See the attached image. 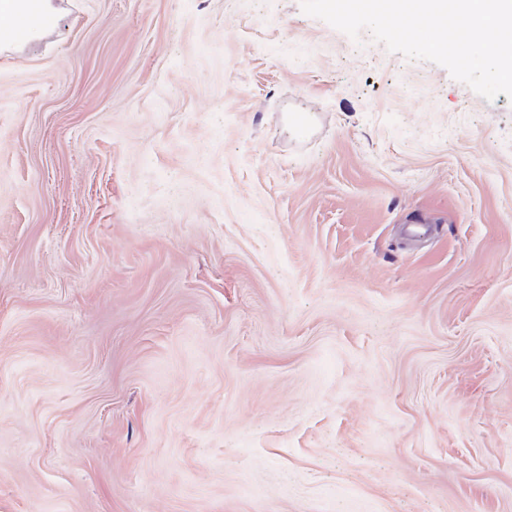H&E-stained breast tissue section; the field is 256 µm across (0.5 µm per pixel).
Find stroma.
<instances>
[{
	"mask_svg": "<svg viewBox=\"0 0 512 512\" xmlns=\"http://www.w3.org/2000/svg\"><path fill=\"white\" fill-rule=\"evenodd\" d=\"M0 56V512H512V100L300 0H52Z\"/></svg>",
	"mask_w": 512,
	"mask_h": 512,
	"instance_id": "35a3bbf8",
	"label": "stroma"
}]
</instances>
